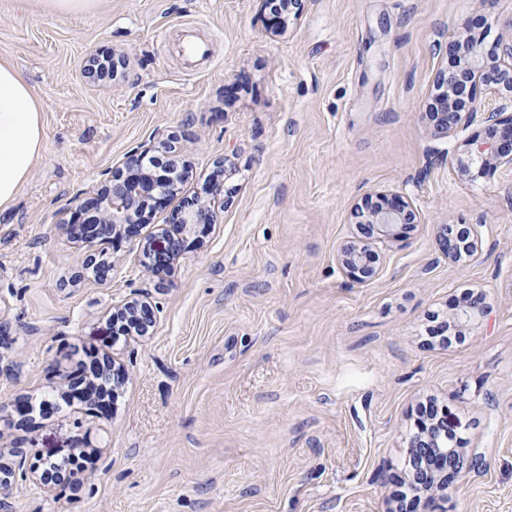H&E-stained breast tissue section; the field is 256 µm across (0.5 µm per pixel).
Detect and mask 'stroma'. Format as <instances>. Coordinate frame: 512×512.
I'll return each mask as SVG.
<instances>
[{
  "label": "stroma",
  "mask_w": 512,
  "mask_h": 512,
  "mask_svg": "<svg viewBox=\"0 0 512 512\" xmlns=\"http://www.w3.org/2000/svg\"><path fill=\"white\" fill-rule=\"evenodd\" d=\"M512 0H303L286 30L263 0H96L53 14L0 0V62L42 110L43 149L0 211V512H391L421 401L451 411L475 471L410 512H512V170L462 173L484 128L443 138L434 79L449 34L492 54ZM120 57L98 82L83 64ZM175 141L190 172L136 238H74L130 156ZM225 165L224 209L181 232L170 268L143 248ZM418 215L361 233L356 204ZM463 224L449 261L437 227ZM374 255L356 279L346 242ZM106 258L98 278L87 255ZM487 312L464 344L427 342L463 289ZM150 301L149 335L110 341L109 318ZM108 360L117 400L70 397ZM54 404L22 425L25 400ZM81 448L71 481L13 471ZM452 227H458L454 224H441L438 231V245L444 254L448 255V260L457 261L462 258L463 255L472 258L475 256L477 247L473 240H470V230L467 227H461L463 230H455ZM468 237L467 243L465 244L462 240ZM466 245L463 252L462 249Z\"/></svg>",
  "instance_id": "35a3bbf8"
}]
</instances>
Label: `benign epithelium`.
Masks as SVG:
<instances>
[{"mask_svg": "<svg viewBox=\"0 0 512 512\" xmlns=\"http://www.w3.org/2000/svg\"><path fill=\"white\" fill-rule=\"evenodd\" d=\"M448 55H457L466 61V68L453 74L439 72L435 80L437 111L440 121L436 123V132L443 137H452L461 129L479 120L484 127L485 139L476 145L474 154L481 159V170L494 169L498 166L512 168V118L504 112L512 109V36L497 44L494 61H484L483 49L479 40L448 38ZM482 87L487 106L478 110L474 106L473 89ZM138 158H133L127 171L114 174L109 184L103 188L101 196L105 198L104 207L95 223L101 224L112 232H123L128 238L137 235L138 225L145 222L151 213L153 202L167 194H174L177 188L171 187L164 178H153L136 169ZM219 178L212 179L206 185L205 196L195 197V201L180 210L177 217L179 224L187 227L194 224H214L219 210L224 208L220 202L223 193L224 166L216 167ZM361 218L360 226L376 224L381 231H388L393 224H413L417 220L414 210L405 205L387 208L375 206L364 211L357 210ZM470 230H455L450 224H442L438 231V245L451 261L462 256L472 258L477 247L468 239ZM152 258L157 259L180 253L181 246L175 238L160 233L152 245ZM339 261L352 272L359 273L360 278H370L375 269L370 265V258L364 247L351 241L339 250ZM486 296L482 292L474 294L461 310L462 316L471 320L485 311ZM131 321L137 330L127 332L129 336H145L154 326L155 312L146 301H131L118 307L112 313V322Z\"/></svg>", "mask_w": 512, "mask_h": 512, "instance_id": "7a95c632", "label": "benign epithelium"}]
</instances>
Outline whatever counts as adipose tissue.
Masks as SVG:
<instances>
[{
    "label": "adipose tissue",
    "instance_id": "1",
    "mask_svg": "<svg viewBox=\"0 0 512 512\" xmlns=\"http://www.w3.org/2000/svg\"><path fill=\"white\" fill-rule=\"evenodd\" d=\"M41 106L33 88L0 63V209L8 207L42 149Z\"/></svg>",
    "mask_w": 512,
    "mask_h": 512
}]
</instances>
